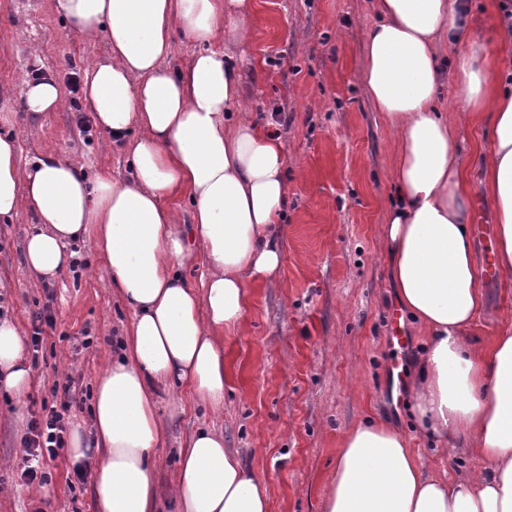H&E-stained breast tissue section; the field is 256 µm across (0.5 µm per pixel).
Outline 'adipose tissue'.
I'll return each instance as SVG.
<instances>
[{
    "mask_svg": "<svg viewBox=\"0 0 512 512\" xmlns=\"http://www.w3.org/2000/svg\"><path fill=\"white\" fill-rule=\"evenodd\" d=\"M69 32L101 38L90 61L84 111L131 157V181L88 179L53 154L22 164L0 136V218L35 214L28 268L50 282L66 271L72 240L93 235L118 299L133 313L121 348L102 369L91 420L74 422L69 458L90 475L95 512H270L266 482L201 428L178 450L170 499L158 491L154 451L166 438L157 397L189 390L224 407V335L243 322L249 288L282 260L287 158L272 119L239 104L236 58L211 48L249 40L245 0H57ZM363 79L394 133V197L380 226L402 308L426 337L410 381L422 436L475 449L484 470L451 480L425 469L398 430L367 422L342 439L323 512H512V324L482 349L467 338L483 311L472 244L471 175L495 211L496 264L512 277V70L477 44L465 0H374ZM198 45L189 65L166 60L175 32ZM454 54L442 65L439 49ZM453 84L457 116L439 106ZM30 116L63 108L58 80L25 78ZM489 113L485 143L464 160L460 124ZM190 203V223L172 202ZM201 245L200 282L182 270ZM33 383L21 331L0 319V385L23 399Z\"/></svg>",
    "mask_w": 512,
    "mask_h": 512,
    "instance_id": "adipose-tissue-1",
    "label": "adipose tissue"
}]
</instances>
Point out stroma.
I'll return each mask as SVG.
<instances>
[{"mask_svg":"<svg viewBox=\"0 0 512 512\" xmlns=\"http://www.w3.org/2000/svg\"><path fill=\"white\" fill-rule=\"evenodd\" d=\"M471 33L512 68V45L493 39L488 0H468ZM252 35L235 46L241 102L274 113L288 159V212L278 272L256 283L242 325L224 339L231 371L224 412L199 405L190 392L162 395L167 440L157 449V480L167 491L177 449L201 427L223 430L229 448L263 478L270 512H323L328 477L344 435L363 419L405 433L424 466L459 478L483 460L470 449L439 453L418 437L409 390L386 389L393 350L387 320L398 302L378 227L390 202L394 142L362 81L371 0H251ZM102 39L68 32L57 0H0V133H13L29 161L52 153L82 165L88 176L129 179L125 150L99 129L81 132L80 91L88 60L104 56ZM40 69L60 82L67 106L34 119L18 94L25 75ZM36 224L22 211L0 223V309L33 334L32 314L50 305L32 365L35 381L23 401L0 389V512H94L89 483H71L67 449L46 468L44 484L21 478L22 440L33 413L52 401L54 382L74 380L69 411L89 414L97 378L132 314L113 295L93 236L70 245L77 263L56 281L36 280L23 242ZM484 309L470 330L487 345L512 322V279L484 278Z\"/></svg>","mask_w":512,"mask_h":512,"instance_id":"35a3bbf8","label":"stroma"}]
</instances>
